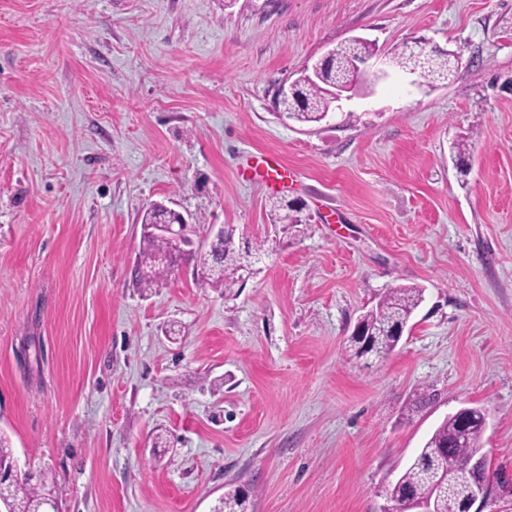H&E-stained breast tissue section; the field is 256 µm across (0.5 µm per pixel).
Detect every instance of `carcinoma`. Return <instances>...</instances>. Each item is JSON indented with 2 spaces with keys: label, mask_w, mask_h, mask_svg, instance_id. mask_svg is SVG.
I'll return each instance as SVG.
<instances>
[{
  "label": "carcinoma",
  "mask_w": 512,
  "mask_h": 512,
  "mask_svg": "<svg viewBox=\"0 0 512 512\" xmlns=\"http://www.w3.org/2000/svg\"><path fill=\"white\" fill-rule=\"evenodd\" d=\"M370 43L348 42L335 48V57L319 61L312 74L304 75L291 86V95L280 100L282 117L298 124L323 121L334 102L330 89L338 82L350 79V60L370 55ZM418 55L409 44L395 51L390 57L391 66L407 71L417 66ZM450 74L448 57L435 55L429 63V76L446 79ZM466 144L456 142L451 154L457 160V170L462 176L469 172ZM278 224H299L295 208L289 203L276 202L272 206ZM143 246L139 253L136 284L151 288L159 278L172 271V266L159 261V256L172 251L175 245L159 235L142 234ZM264 244L240 245L236 228H224V242L198 247L186 253L197 271L205 272L200 281L214 288L230 289L245 279L248 269L262 260ZM424 299L423 289L417 286H398L389 291L360 318L361 331L349 337L348 351L362 359L391 353L400 342L396 330L407 325ZM484 412L468 407L445 419L427 439L413 462L401 474L389 491V500L397 505L408 497L426 504L429 512H464L466 483L463 467L474 449L479 447L483 434ZM13 451L8 440L0 435V475H14L11 494L4 502L6 512H42L49 497L47 475L37 481L28 475H18L12 469ZM248 494L236 489L224 495L223 506L218 512H247Z\"/></svg>",
  "instance_id": "1"
}]
</instances>
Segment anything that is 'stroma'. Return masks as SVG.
<instances>
[{"mask_svg":"<svg viewBox=\"0 0 512 512\" xmlns=\"http://www.w3.org/2000/svg\"><path fill=\"white\" fill-rule=\"evenodd\" d=\"M353 37L458 70L393 68L325 121L279 118L281 88ZM262 154L286 190L245 178ZM155 202L191 239L264 242L254 274L137 288ZM398 284L425 300L397 348L350 358ZM464 407L487 416L483 512H512V0H0V432L58 512H215L235 487L247 512H382Z\"/></svg>","mask_w":512,"mask_h":512,"instance_id":"1","label":"stroma"}]
</instances>
